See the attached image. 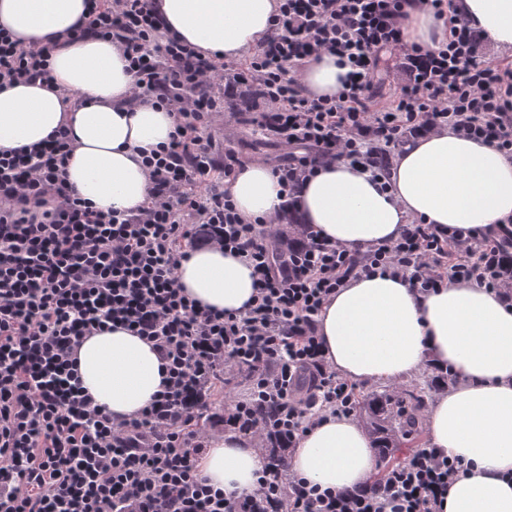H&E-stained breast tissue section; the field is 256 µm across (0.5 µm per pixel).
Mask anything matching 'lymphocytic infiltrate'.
I'll return each instance as SVG.
<instances>
[{
  "label": "lymphocytic infiltrate",
  "instance_id": "f902f5d3",
  "mask_svg": "<svg viewBox=\"0 0 512 512\" xmlns=\"http://www.w3.org/2000/svg\"><path fill=\"white\" fill-rule=\"evenodd\" d=\"M407 0H281L273 36L247 68L202 58L165 33L152 0H92L82 32L116 41L139 101L174 112L170 142L144 161L151 189L137 210L102 213L61 172L72 145L0 151V512H442L460 460L417 449L358 493L319 490L284 475L282 450L323 413L354 411L352 384L325 360L316 329L325 302L351 278L391 272L420 293L450 280L512 301V230L451 234L416 221L390 243L355 252L310 228L289 238L238 217L222 179L241 169L208 135L224 109L217 86L262 87L256 132L287 145L274 174L285 198L328 157L387 171L379 148L406 131L448 125L512 157V68L480 60L481 33L451 19L448 40L403 43ZM349 66L335 97L305 94L296 72L321 52ZM405 80L392 103L371 107L380 53ZM51 78L49 52L0 28V82ZM217 244L257 274L240 316L198 307L178 285L187 245ZM123 326L153 343L167 371L160 398L114 420L86 393L73 352L81 339ZM245 371L246 394L224 423L272 452L253 494L230 497L202 478L197 392L218 370Z\"/></svg>",
  "mask_w": 512,
  "mask_h": 512
}]
</instances>
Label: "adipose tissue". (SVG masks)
I'll return each mask as SVG.
<instances>
[{
	"mask_svg": "<svg viewBox=\"0 0 512 512\" xmlns=\"http://www.w3.org/2000/svg\"><path fill=\"white\" fill-rule=\"evenodd\" d=\"M164 26L214 61L245 57L266 40L280 0H153ZM452 14L471 21L494 50L512 51V0H453ZM87 0H0V28L21 45L49 46L52 81L0 88V150L43 143L67 130L73 144L64 181L95 210L129 211L145 201L143 158L168 144L172 115L133 102L134 78L120 46L76 38ZM407 45L438 48L449 22L428 0H410L400 20ZM347 67L325 53L298 72L310 96H336ZM271 168L246 164L228 186L244 223L308 224L352 251L399 238L415 220L438 230L482 232L512 219V160L496 147L451 128L407 140L382 189L367 173L337 159L320 165L286 207ZM257 276L239 256L213 245L190 252L178 269L184 293L203 308L238 316ZM317 333L326 360L360 383L397 381L430 364L454 369L458 383L426 412L428 443L466 467L449 488L444 512H512V307L476 285L450 282L419 294L391 273L349 279L323 305ZM83 386L104 411L132 419L162 389L157 352L145 338L115 328L77 349ZM375 444L350 417L330 416L306 432L286 474L308 485L357 492L373 476ZM264 468L253 437L225 431L209 438L197 469L224 492L248 494Z\"/></svg>",
	"mask_w": 512,
	"mask_h": 512,
	"instance_id": "1",
	"label": "adipose tissue"
}]
</instances>
